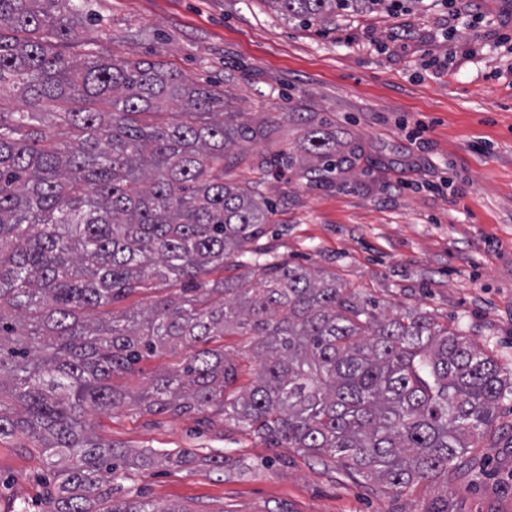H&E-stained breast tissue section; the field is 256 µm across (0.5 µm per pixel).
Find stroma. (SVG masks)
<instances>
[{"mask_svg":"<svg viewBox=\"0 0 512 512\" xmlns=\"http://www.w3.org/2000/svg\"><path fill=\"white\" fill-rule=\"evenodd\" d=\"M87 35L118 57L165 62L224 89L251 139L224 177L274 209L264 243L371 297L460 328L512 373V0H416L391 15L343 12L305 27L266 0H89ZM336 135V168L289 166L308 125ZM93 435L192 451L113 484L162 512H512V393L494 447L447 484L399 492L195 414L93 412ZM24 438L0 442V498L37 503L47 473ZM224 457L223 467L211 458Z\"/></svg>","mask_w":512,"mask_h":512,"instance_id":"35a3bbf8","label":"stroma"}]
</instances>
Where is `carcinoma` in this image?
Returning <instances> with one entry per match:
<instances>
[{
	"mask_svg": "<svg viewBox=\"0 0 512 512\" xmlns=\"http://www.w3.org/2000/svg\"><path fill=\"white\" fill-rule=\"evenodd\" d=\"M305 26L398 0H268ZM87 22L75 0H0V441L25 435L51 467L44 512H178L115 502L112 480L146 470L135 451L88 432V410L126 406L115 377L180 358L134 399L141 414L196 411L204 428L253 433L365 482L403 492L448 480L473 448L494 447L512 392L493 356L426 316L376 313L374 300L279 259L273 210L255 185L224 181L249 128L226 119L224 90L161 62L118 59L101 38L74 58ZM49 103L61 111L45 112ZM304 173L336 165V136L304 137ZM250 252L235 278L224 259ZM181 285L178 300L106 321L84 313ZM257 337L260 370L209 344Z\"/></svg>",
	"mask_w": 512,
	"mask_h": 512,
	"instance_id": "cac0c4a2",
	"label": "carcinoma"
}]
</instances>
